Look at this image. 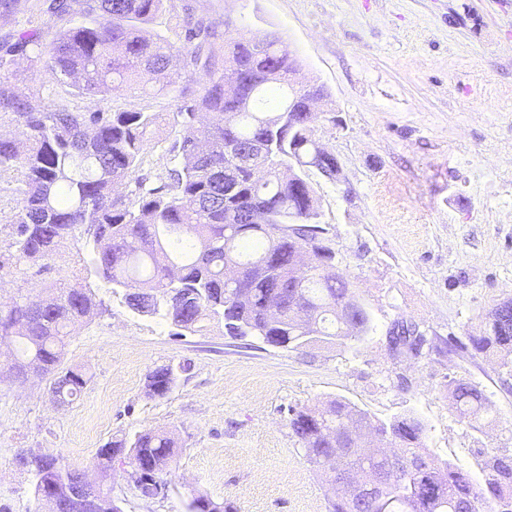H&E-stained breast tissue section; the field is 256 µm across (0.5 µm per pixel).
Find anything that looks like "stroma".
I'll list each match as a JSON object with an SVG mask.
<instances>
[{"label":"stroma","instance_id":"35a3bbf8","mask_svg":"<svg viewBox=\"0 0 512 512\" xmlns=\"http://www.w3.org/2000/svg\"><path fill=\"white\" fill-rule=\"evenodd\" d=\"M189 13L231 20L245 37L276 34L303 79L324 86L316 130L341 173L333 183L313 171L309 181L338 268L371 308L374 330L361 344L300 351L247 343L218 325L180 336L98 291L104 308L76 325L64 360L90 376L81 397L62 405L49 379L0 375V512L35 508L19 452L53 453L93 475L98 448L149 429L183 443L171 490L146 499L115 477L124 512H185L196 491L224 512H328L325 474L307 462L288 411L336 397L378 420L413 414L432 455L483 483L480 451L512 448V381L496 361L448 343L512 299V0H165L148 29L176 59ZM11 81L19 95L83 111L160 113L142 173L154 180L170 166L173 95L118 88L81 98L23 56ZM81 283L61 262L15 270L0 276V304ZM397 318L418 323L433 349L392 353L386 332ZM169 363L185 367L176 388L148 398L147 373ZM455 378L495 405L481 431L448 397Z\"/></svg>","mask_w":512,"mask_h":512}]
</instances>
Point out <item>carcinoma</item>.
Wrapping results in <instances>:
<instances>
[{"label": "carcinoma", "instance_id": "1", "mask_svg": "<svg viewBox=\"0 0 512 512\" xmlns=\"http://www.w3.org/2000/svg\"><path fill=\"white\" fill-rule=\"evenodd\" d=\"M163 2L44 0L42 11L62 26L48 42L35 29L0 39V71L25 55L46 60L58 81L72 83L81 97L105 96L123 85L146 91L171 61L167 46L143 27ZM182 27L186 67L168 73L159 90L174 91L185 102L173 113L176 138L168 153L174 164L156 182L139 168L157 113L45 106L17 95L9 76H0V115L23 136H0V182L18 185L7 216L9 254L0 259V270L7 263L16 269L41 265L65 242L83 238L86 251H76L73 263L136 315L188 333L217 322L228 336L293 351L317 342L343 344L352 328L358 329L356 341H365L374 329L372 312L347 275L323 271L329 228L320 221L308 176L316 170L334 182L336 165L314 134V113L301 111L302 89L288 88L297 58L274 35L243 39L229 23L211 31L190 17ZM288 170L293 177L285 179ZM310 240L319 242L310 255L312 272L297 278V258ZM97 306L87 286L58 288L33 303L0 304V339L15 342L5 353L9 368L29 367L48 377L62 404L78 398L89 376L64 365V356L73 328ZM17 323L22 330L10 331ZM415 326L395 320L388 332L392 341L418 350L423 338L412 335ZM460 347L498 359L502 374L512 377V300L489 309L480 330ZM183 371L173 364L151 370L146 395L167 397ZM452 387L458 416L480 429L493 402L467 379ZM288 425L313 466L385 477L366 499L331 486L329 512H504V505L512 506V477H498L500 459H512V451L482 456L484 484L476 485L428 452L424 425L412 414L374 421L351 402L332 398L291 410ZM341 428L354 432L344 448L329 437ZM379 432L391 439L393 452L366 454L365 434ZM178 448L169 431L115 438L96 452L103 489L90 487L76 504L58 497L62 480L81 478L60 456L21 453L16 464L31 475L35 512H116L122 500L107 485L115 462L126 465L130 487L157 498L170 487ZM213 505L197 492L186 512H209Z\"/></svg>", "mask_w": 512, "mask_h": 512}]
</instances>
